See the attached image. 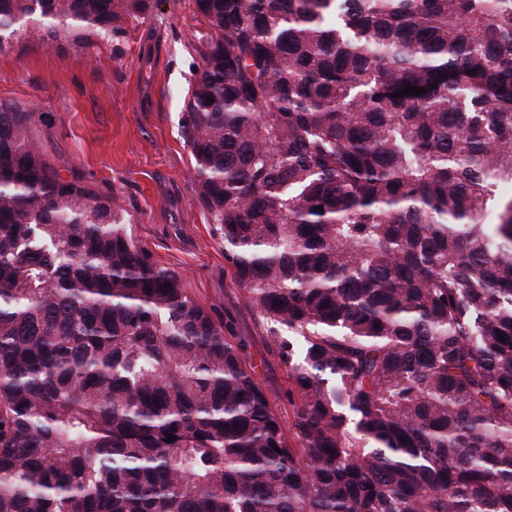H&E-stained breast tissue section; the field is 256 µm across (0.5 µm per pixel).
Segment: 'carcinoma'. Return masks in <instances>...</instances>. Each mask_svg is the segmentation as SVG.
<instances>
[{"mask_svg":"<svg viewBox=\"0 0 512 512\" xmlns=\"http://www.w3.org/2000/svg\"><path fill=\"white\" fill-rule=\"evenodd\" d=\"M194 4L195 197L296 444L116 197L0 101V512H512V0ZM150 7L0 0V49Z\"/></svg>","mask_w":512,"mask_h":512,"instance_id":"obj_1","label":"carcinoma"}]
</instances>
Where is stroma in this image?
<instances>
[{
	"mask_svg": "<svg viewBox=\"0 0 512 512\" xmlns=\"http://www.w3.org/2000/svg\"><path fill=\"white\" fill-rule=\"evenodd\" d=\"M207 25L194 0H155L121 40L17 32L0 51V100L34 113L32 129L62 177L114 195L135 238L181 274L186 293L245 347L256 380L283 426L297 399L267 343L263 321L242 298L195 199L184 116L203 61Z\"/></svg>",
	"mask_w": 512,
	"mask_h": 512,
	"instance_id": "1",
	"label": "stroma"
}]
</instances>
